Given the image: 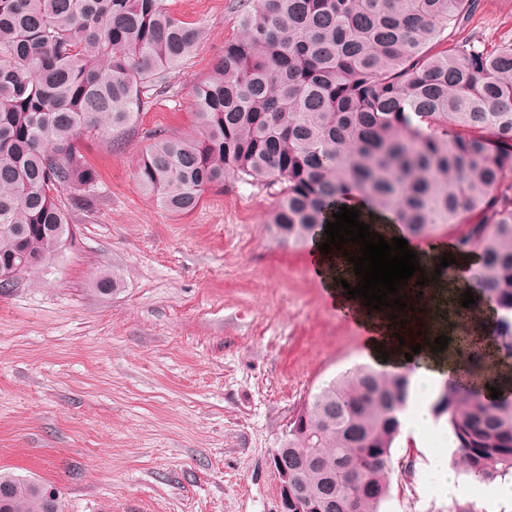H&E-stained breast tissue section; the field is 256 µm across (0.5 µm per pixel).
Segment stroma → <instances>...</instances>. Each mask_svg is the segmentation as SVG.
<instances>
[{"mask_svg":"<svg viewBox=\"0 0 512 512\" xmlns=\"http://www.w3.org/2000/svg\"><path fill=\"white\" fill-rule=\"evenodd\" d=\"M207 36L167 94L123 134L85 139L93 205L51 268L0 295V470L55 487L62 512H277L271 459L293 410L360 365L363 328L341 322L306 248L277 244L269 189L227 180L173 216L139 190L149 131L195 130L192 85L237 37L241 0H166ZM454 36L512 40V0H477ZM117 272L121 288H93ZM380 512H512L484 496L443 422L402 431ZM465 492L447 496L431 458Z\"/></svg>","mask_w":512,"mask_h":512,"instance_id":"1","label":"stroma"}]
</instances>
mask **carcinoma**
<instances>
[{
  "mask_svg": "<svg viewBox=\"0 0 512 512\" xmlns=\"http://www.w3.org/2000/svg\"><path fill=\"white\" fill-rule=\"evenodd\" d=\"M476 0H249L240 35L195 85V132H148L140 191L173 215L232 177L274 190L269 230L303 246L353 185L404 234L447 227L475 254L474 280L496 305L512 354V42L456 41ZM165 0H0V292L48 267L68 237L60 193L98 195L88 135L136 122L204 38ZM95 291L119 290L117 273ZM409 381L370 367L308 395L281 447L300 467L310 512H380ZM429 411L466 473L512 477V399L454 384ZM0 512H60L42 482L0 472Z\"/></svg>",
  "mask_w": 512,
  "mask_h": 512,
  "instance_id": "carcinoma-1",
  "label": "carcinoma"
}]
</instances>
